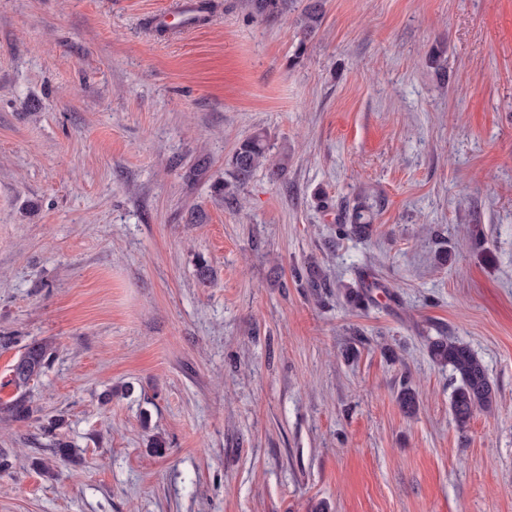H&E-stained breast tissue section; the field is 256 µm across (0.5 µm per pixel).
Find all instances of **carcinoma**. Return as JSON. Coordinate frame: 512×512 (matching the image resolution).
Instances as JSON below:
<instances>
[{
	"label": "carcinoma",
	"mask_w": 512,
	"mask_h": 512,
	"mask_svg": "<svg viewBox=\"0 0 512 512\" xmlns=\"http://www.w3.org/2000/svg\"><path fill=\"white\" fill-rule=\"evenodd\" d=\"M324 0H308L302 13L303 39L307 40L314 34L323 19ZM250 16L259 21L273 22L288 16L294 10L295 0H247ZM288 164V151L280 153V158L271 157L266 136L257 132L236 145L224 170V182L216 187V191L226 199L235 196L260 167L266 168L271 179H281ZM373 233L368 210L358 204L352 208L347 223L338 225L341 238H368ZM431 359L442 367L451 368L456 385L450 401V412L457 426L465 428L478 411H490L495 402V388L490 380L487 369L471 348L454 339L437 338L428 343ZM54 354L52 343L35 342L25 348L12 366V383L20 394L11 401L0 403V420L25 421L32 417L33 408L25 389L35 378L39 377L49 365ZM399 403L407 413H413L419 407V394L412 387L405 385L399 392ZM60 419L52 422L48 432L54 437L53 456L58 459H69L76 454L58 430L62 427Z\"/></svg>",
	"instance_id": "cac0c4a2"
}]
</instances>
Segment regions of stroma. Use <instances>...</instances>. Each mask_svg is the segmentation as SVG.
I'll return each mask as SVG.
<instances>
[{
  "instance_id": "1",
  "label": "stroma",
  "mask_w": 512,
  "mask_h": 512,
  "mask_svg": "<svg viewBox=\"0 0 512 512\" xmlns=\"http://www.w3.org/2000/svg\"><path fill=\"white\" fill-rule=\"evenodd\" d=\"M176 3L0 0V400L55 348L0 512H512V0H326L307 41L244 0L158 26ZM257 131L285 179L222 200ZM442 336L496 391L463 429ZM367 213L369 212L363 205L357 204L353 207L347 217V223L338 225L339 237H370L373 233V224H370V216Z\"/></svg>"
}]
</instances>
